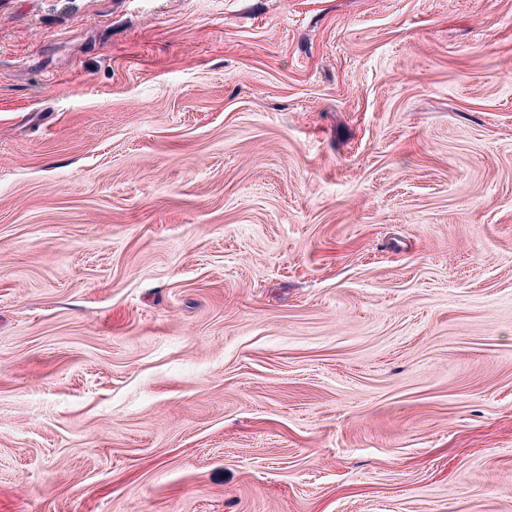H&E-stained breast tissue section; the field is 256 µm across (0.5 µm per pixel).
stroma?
Returning a JSON list of instances; mask_svg holds the SVG:
<instances>
[{
    "instance_id": "35a3bbf8",
    "label": "stroma",
    "mask_w": 512,
    "mask_h": 512,
    "mask_svg": "<svg viewBox=\"0 0 512 512\" xmlns=\"http://www.w3.org/2000/svg\"><path fill=\"white\" fill-rule=\"evenodd\" d=\"M0 512H512V0H0Z\"/></svg>"
}]
</instances>
